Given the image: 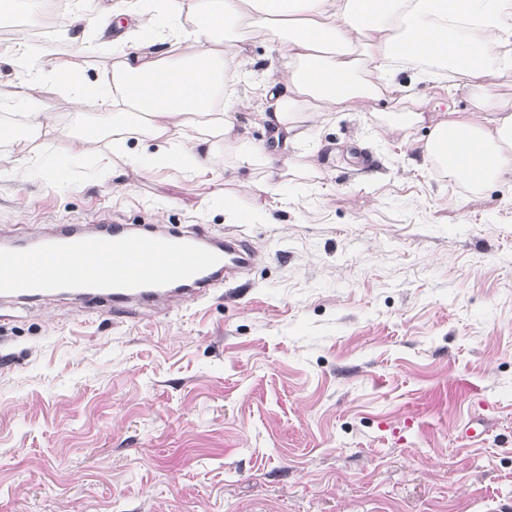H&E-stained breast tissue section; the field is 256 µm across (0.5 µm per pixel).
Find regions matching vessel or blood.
Instances as JSON below:
<instances>
[{
    "instance_id": "1",
    "label": "vessel or blood",
    "mask_w": 512,
    "mask_h": 512,
    "mask_svg": "<svg viewBox=\"0 0 512 512\" xmlns=\"http://www.w3.org/2000/svg\"><path fill=\"white\" fill-rule=\"evenodd\" d=\"M258 253L202 224H60L0 244V305L66 298L113 314L198 303L238 282Z\"/></svg>"
}]
</instances>
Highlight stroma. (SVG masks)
Segmentation results:
<instances>
[{
	"mask_svg": "<svg viewBox=\"0 0 512 512\" xmlns=\"http://www.w3.org/2000/svg\"><path fill=\"white\" fill-rule=\"evenodd\" d=\"M112 41L91 19L29 65L88 46L91 84ZM399 81L474 109L451 81ZM44 103L59 131L41 171L0 146V241L100 215L238 234L260 261L159 312L1 310L0 512H512L511 188L423 166L428 125L377 133L397 97L335 113L260 195L265 217L228 224L248 171L114 169L107 136L74 158L65 96Z\"/></svg>",
	"mask_w": 512,
	"mask_h": 512,
	"instance_id": "1",
	"label": "stroma"
}]
</instances>
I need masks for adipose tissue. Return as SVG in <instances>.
<instances>
[{"label": "adipose tissue", "mask_w": 512, "mask_h": 512, "mask_svg": "<svg viewBox=\"0 0 512 512\" xmlns=\"http://www.w3.org/2000/svg\"><path fill=\"white\" fill-rule=\"evenodd\" d=\"M119 14H146L141 34L117 43L111 72L94 85L83 82L87 54L78 51L0 85V105L27 103L25 122L8 143L27 156L57 130L53 113L39 102L49 91L64 93L84 116L73 153L98 134L112 135V155L125 165H168L194 172L212 164L218 149L233 165L253 171L277 168L279 154L254 144L236 112L252 100L226 87L249 64L246 42L264 36L286 66L264 88L261 120L295 149L309 138L299 117L328 121L337 112H361L376 98L400 92L398 74L417 70L431 80L455 75L473 92L476 111L425 113L419 107L379 115L388 129L429 123L418 147L423 165L466 189L512 180V104L500 101L489 79L512 66V0H117ZM139 136L160 152L145 157L127 141ZM281 183L245 180L225 195L224 218L259 219L256 192L275 194ZM252 199L242 211L244 199Z\"/></svg>", "instance_id": "adipose-tissue-1"}]
</instances>
